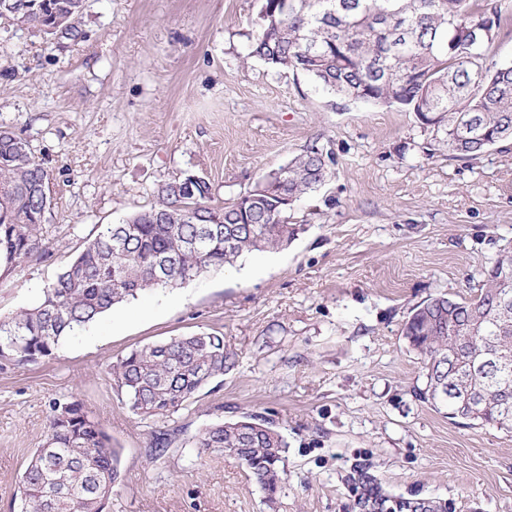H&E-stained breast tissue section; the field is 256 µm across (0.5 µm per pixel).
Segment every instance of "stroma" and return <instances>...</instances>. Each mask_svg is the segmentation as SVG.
Wrapping results in <instances>:
<instances>
[{"instance_id":"1","label":"stroma","mask_w":512,"mask_h":512,"mask_svg":"<svg viewBox=\"0 0 512 512\" xmlns=\"http://www.w3.org/2000/svg\"><path fill=\"white\" fill-rule=\"evenodd\" d=\"M259 0H87L82 41L0 19V125L51 176L44 252L0 279V317L32 305L107 224L194 173L236 199L310 146L332 153L297 202L287 248L152 290L36 363L0 365V512L42 445L50 404L78 401L121 452L104 512H350L354 466L392 497L512 512V430L469 426L416 395L411 309L478 292L512 249V139L475 159L433 149L415 113L353 101L249 57ZM219 332L235 367L187 408L142 418L108 366L173 336ZM262 416L288 443L275 505L199 431ZM171 434L165 455L154 451Z\"/></svg>"}]
</instances>
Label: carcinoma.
<instances>
[{
	"mask_svg": "<svg viewBox=\"0 0 512 512\" xmlns=\"http://www.w3.org/2000/svg\"><path fill=\"white\" fill-rule=\"evenodd\" d=\"M86 0H0V17L53 38H84L76 20ZM497 0H263L249 56L269 67L301 71L322 88L355 101L397 106L424 125L435 117L439 147L476 158L512 138V65H486L499 36ZM331 153L311 146L269 172L273 198L254 189L215 204L208 181L185 175L158 184L157 203L120 224H107L43 289L38 301L0 319V361L35 363L69 338L148 289L176 288L201 274L233 266L246 254L287 246L303 231L288 212L325 181ZM50 175L20 134L0 126V275L20 267L42 245L51 210L35 195ZM220 213L201 249L206 216ZM125 229L122 252L113 251ZM499 285L487 278L468 300L445 295L416 305L402 335L423 360L424 402L441 404L468 425L512 430V359L489 368L487 349L512 354V312L503 315ZM484 317L485 331L455 335L458 324ZM236 364L224 335L177 336L146 345L110 363L108 373L130 411L167 416ZM195 447L235 456L275 504L288 448L257 415L203 428ZM120 450L77 401L56 399L42 445L19 477V512H103L119 478ZM350 480L358 505L371 510L388 498L374 476L358 467Z\"/></svg>",
	"mask_w": 512,
	"mask_h": 512,
	"instance_id": "obj_1",
	"label": "carcinoma"
}]
</instances>
